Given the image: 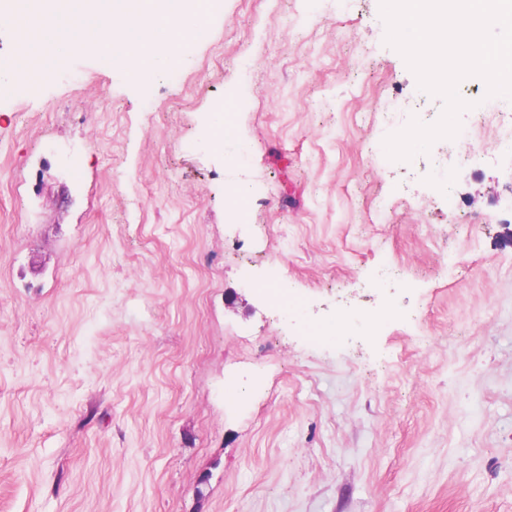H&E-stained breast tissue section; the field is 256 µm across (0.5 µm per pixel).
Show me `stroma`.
<instances>
[{"label":"stroma","instance_id":"1","mask_svg":"<svg viewBox=\"0 0 512 512\" xmlns=\"http://www.w3.org/2000/svg\"><path fill=\"white\" fill-rule=\"evenodd\" d=\"M385 36L223 0L151 80L0 97V512H512V148L474 123L512 101L466 80L390 160L444 101Z\"/></svg>","mask_w":512,"mask_h":512}]
</instances>
